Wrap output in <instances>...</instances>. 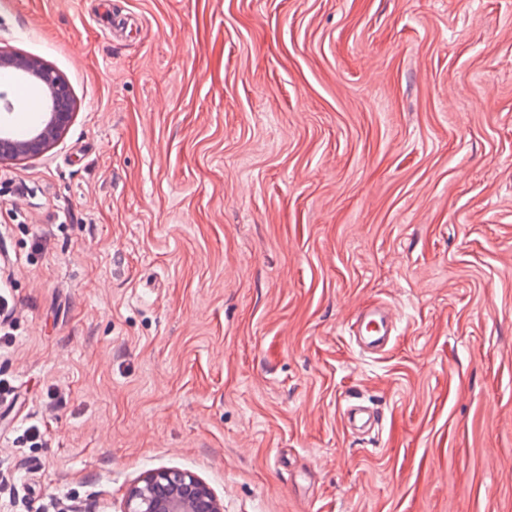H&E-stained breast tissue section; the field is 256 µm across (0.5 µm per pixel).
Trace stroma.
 <instances>
[{
  "instance_id": "35a3bbf8",
  "label": "stroma",
  "mask_w": 512,
  "mask_h": 512,
  "mask_svg": "<svg viewBox=\"0 0 512 512\" xmlns=\"http://www.w3.org/2000/svg\"><path fill=\"white\" fill-rule=\"evenodd\" d=\"M0 47L75 102L0 164V512L154 469L224 512H512V0H0ZM388 317H389V314L385 309H382V308H379L376 306L367 307L360 313V315L358 316V318L352 325V333L354 335H357L359 332H361L363 325H364L365 331L368 332V329H367L368 325L374 324L377 328V330L374 331L376 333L375 335H364V332H361L360 335L368 336L369 338L374 337V336H381V335H379L380 330L382 327L385 326V324L388 320ZM342 417L350 430L368 431L379 426V416L366 406H346Z\"/></svg>"
}]
</instances>
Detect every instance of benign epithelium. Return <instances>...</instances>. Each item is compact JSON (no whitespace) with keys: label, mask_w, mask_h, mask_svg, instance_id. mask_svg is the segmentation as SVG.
<instances>
[{"label":"benign epithelium","mask_w":512,"mask_h":512,"mask_svg":"<svg viewBox=\"0 0 512 512\" xmlns=\"http://www.w3.org/2000/svg\"><path fill=\"white\" fill-rule=\"evenodd\" d=\"M0 71L26 81L40 93L39 122L17 135L0 121V163L43 155L69 128L73 99L65 80L41 59L0 48ZM122 512H224L223 502L209 485L189 471L145 472L128 488Z\"/></svg>","instance_id":"obj_1"}]
</instances>
